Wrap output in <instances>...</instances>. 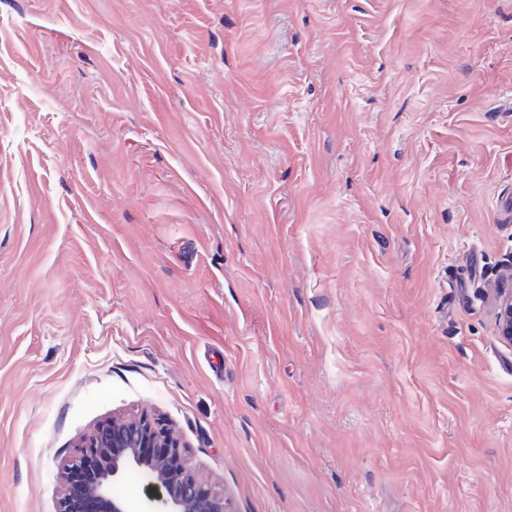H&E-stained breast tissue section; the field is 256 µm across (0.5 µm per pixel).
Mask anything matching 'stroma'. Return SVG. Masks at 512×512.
<instances>
[{"mask_svg":"<svg viewBox=\"0 0 512 512\" xmlns=\"http://www.w3.org/2000/svg\"><path fill=\"white\" fill-rule=\"evenodd\" d=\"M510 288L512 0H0V512H512ZM497 321L500 338L512 344V293L501 295L497 303ZM82 448L65 465L67 473L91 472L79 489L68 483L58 512H128L115 485L137 471L151 510L145 512H228L224 499L192 473L177 435L148 415L112 419L83 439ZM144 448H163L147 453Z\"/></svg>","mask_w":512,"mask_h":512,"instance_id":"stroma-1","label":"stroma"}]
</instances>
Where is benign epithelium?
<instances>
[{
  "label": "benign epithelium",
  "mask_w": 512,
  "mask_h": 512,
  "mask_svg": "<svg viewBox=\"0 0 512 512\" xmlns=\"http://www.w3.org/2000/svg\"><path fill=\"white\" fill-rule=\"evenodd\" d=\"M500 338L512 344V293L499 297ZM70 473L88 470L79 489L66 485L59 512H128L115 485L128 472L139 473L149 512H228L224 499L192 473L177 435L147 415L114 419L83 439L66 464Z\"/></svg>",
  "instance_id": "obj_1"
}]
</instances>
